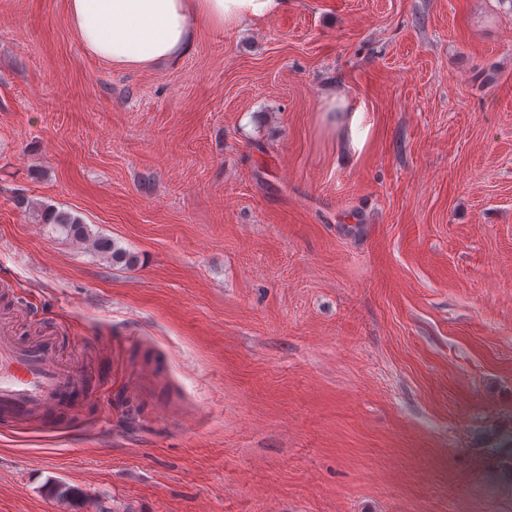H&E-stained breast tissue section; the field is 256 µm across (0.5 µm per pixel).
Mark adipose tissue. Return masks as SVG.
I'll list each match as a JSON object with an SVG mask.
<instances>
[{
  "label": "adipose tissue",
  "mask_w": 512,
  "mask_h": 512,
  "mask_svg": "<svg viewBox=\"0 0 512 512\" xmlns=\"http://www.w3.org/2000/svg\"><path fill=\"white\" fill-rule=\"evenodd\" d=\"M288 0H68L70 24L86 50L113 66L150 69L179 60L198 28L262 23Z\"/></svg>",
  "instance_id": "obj_1"
}]
</instances>
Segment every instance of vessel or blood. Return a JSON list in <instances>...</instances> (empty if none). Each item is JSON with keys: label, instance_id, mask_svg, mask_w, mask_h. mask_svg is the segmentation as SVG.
<instances>
[{"label": "vessel or blood", "instance_id": "obj_1", "mask_svg": "<svg viewBox=\"0 0 512 512\" xmlns=\"http://www.w3.org/2000/svg\"><path fill=\"white\" fill-rule=\"evenodd\" d=\"M87 372L64 361L56 336L24 340L0 317V422L55 427L64 405L81 392Z\"/></svg>", "mask_w": 512, "mask_h": 512}]
</instances>
